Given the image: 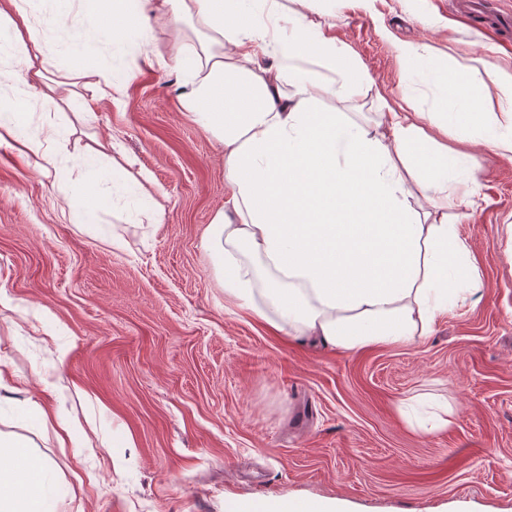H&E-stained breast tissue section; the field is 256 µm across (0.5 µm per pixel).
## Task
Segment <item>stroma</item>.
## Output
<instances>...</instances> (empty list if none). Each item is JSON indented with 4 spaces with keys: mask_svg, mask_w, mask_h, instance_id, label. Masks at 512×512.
Returning a JSON list of instances; mask_svg holds the SVG:
<instances>
[{
    "mask_svg": "<svg viewBox=\"0 0 512 512\" xmlns=\"http://www.w3.org/2000/svg\"><path fill=\"white\" fill-rule=\"evenodd\" d=\"M320 8L376 82V94L340 109L372 122L381 97L439 105L394 41L430 44L460 77L478 58L512 68V27L486 23L512 0H485L481 22L452 0ZM70 22L122 94L29 92L26 134L54 133L53 164L0 147V430L52 460L67 489L61 512H224L231 496L334 498L345 512H512V160L447 139L475 166V194L448 218L471 248L480 301L458 300L405 344L348 351L282 336L224 306L204 243L227 193L224 150L178 105L176 69L145 65L132 45L115 54L111 19L76 10ZM93 138L109 145L104 166L130 180L78 213L67 200ZM146 192L159 223L140 212ZM27 400L47 424L19 422L13 406ZM440 409L448 427L426 431ZM63 424L73 444H61ZM121 436L132 447H116Z\"/></svg>",
    "mask_w": 512,
    "mask_h": 512,
    "instance_id": "35a3bbf8",
    "label": "stroma"
}]
</instances>
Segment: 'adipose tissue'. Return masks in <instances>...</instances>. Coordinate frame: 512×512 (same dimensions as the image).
I'll return each mask as SVG.
<instances>
[{
  "mask_svg": "<svg viewBox=\"0 0 512 512\" xmlns=\"http://www.w3.org/2000/svg\"><path fill=\"white\" fill-rule=\"evenodd\" d=\"M54 26L72 6L112 16L119 45L139 34L148 63H175L180 106L224 147L223 208L205 232L224 280V301L287 336L312 335L356 350L429 335L437 315L460 297H480L468 243L448 220L453 183L475 184L468 155L449 154L439 135L473 132L512 159V71L473 70L491 81L477 100L443 70L433 48L401 42L400 58L437 85L435 115L387 107L358 122L325 108L372 90L367 68L338 46L321 21L319 0H54ZM34 0H0V43L17 81L0 94V146L23 139L28 90L52 97L55 57ZM167 41H159V33ZM46 158L49 148L23 139ZM104 144L82 158L84 180L68 200L86 212L101 188L126 172L105 170ZM65 489L52 462L27 440L0 432V512H58Z\"/></svg>",
  "mask_w": 512,
  "mask_h": 512,
  "instance_id": "adipose-tissue-1",
  "label": "adipose tissue"
}]
</instances>
